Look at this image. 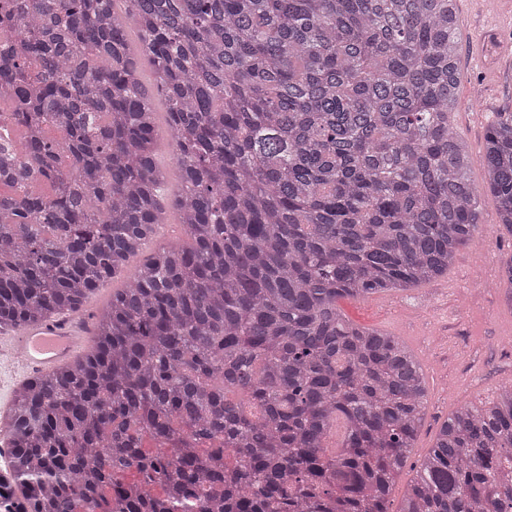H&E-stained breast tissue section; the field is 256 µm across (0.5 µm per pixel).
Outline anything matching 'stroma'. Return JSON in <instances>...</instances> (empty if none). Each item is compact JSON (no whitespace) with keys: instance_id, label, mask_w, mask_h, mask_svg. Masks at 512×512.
<instances>
[{"instance_id":"obj_1","label":"stroma","mask_w":512,"mask_h":512,"mask_svg":"<svg viewBox=\"0 0 512 512\" xmlns=\"http://www.w3.org/2000/svg\"><path fill=\"white\" fill-rule=\"evenodd\" d=\"M458 9L462 77L456 125L472 160L470 178L480 188V229L456 252L448 270L451 287L429 285L338 303L350 322L402 341L419 360L428 387L424 423L390 493V512H400L411 478L451 413L465 404L492 402L512 384V306L502 286H479L487 269L501 277L512 267V232L498 221L496 200L483 187L481 164L495 112L512 109V56L485 66L471 47L472 35L489 18L495 21L494 41L512 43V20L500 15L497 0H458Z\"/></svg>"}]
</instances>
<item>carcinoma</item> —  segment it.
I'll return each instance as SVG.
<instances>
[{
  "instance_id": "carcinoma-1",
  "label": "carcinoma",
  "mask_w": 512,
  "mask_h": 512,
  "mask_svg": "<svg viewBox=\"0 0 512 512\" xmlns=\"http://www.w3.org/2000/svg\"><path fill=\"white\" fill-rule=\"evenodd\" d=\"M3 9L0 85L30 136L24 163L0 146V330L124 283L92 352L26 379L0 416V508L390 512L426 381L399 341L337 303L443 276L479 227L454 127L457 0ZM156 93L180 180L167 203ZM486 141L512 232L511 110ZM170 209L190 243L128 269ZM509 468L512 386L448 417L401 512H506Z\"/></svg>"
}]
</instances>
